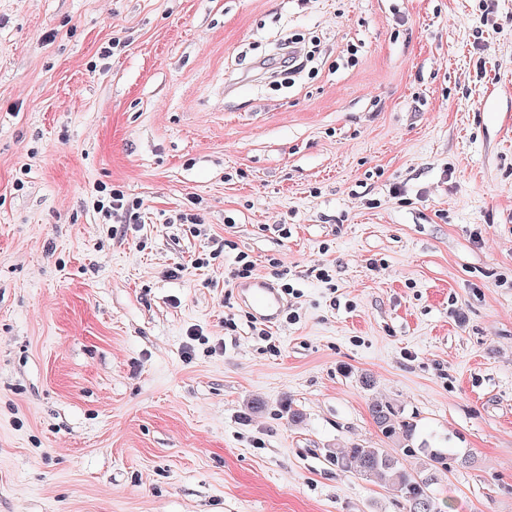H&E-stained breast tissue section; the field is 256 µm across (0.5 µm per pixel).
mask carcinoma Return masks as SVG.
Here are the masks:
<instances>
[{
  "label": "carcinoma",
  "mask_w": 512,
  "mask_h": 512,
  "mask_svg": "<svg viewBox=\"0 0 512 512\" xmlns=\"http://www.w3.org/2000/svg\"><path fill=\"white\" fill-rule=\"evenodd\" d=\"M372 416L383 435L390 438L401 434L412 435V425L398 420L394 408L383 402H376L371 408ZM403 454L422 459V468L409 471L402 464L380 448L353 446L336 454H328L329 462L341 470L370 478H384L401 493L407 512H440L432 489V477L428 471L445 465L448 451L443 448H412L405 446Z\"/></svg>",
  "instance_id": "carcinoma-1"
}]
</instances>
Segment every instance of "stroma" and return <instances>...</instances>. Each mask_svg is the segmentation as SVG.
Listing matches in <instances>:
<instances>
[{"instance_id": "obj_1", "label": "stroma", "mask_w": 512, "mask_h": 512, "mask_svg": "<svg viewBox=\"0 0 512 512\" xmlns=\"http://www.w3.org/2000/svg\"><path fill=\"white\" fill-rule=\"evenodd\" d=\"M376 402L512 512V0H0V512H404ZM236 288L252 316L269 326L278 323L286 303L272 282L265 277H257L238 283Z\"/></svg>"}]
</instances>
